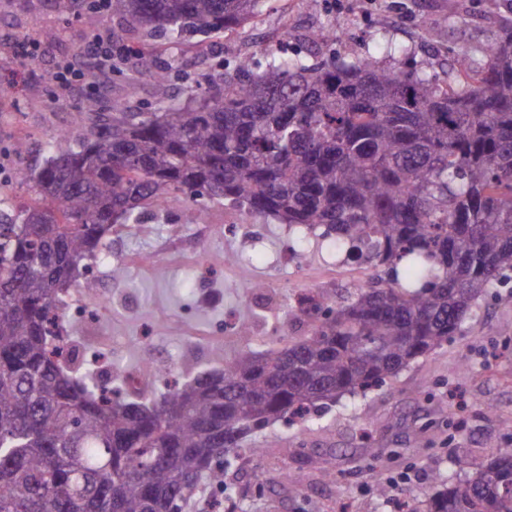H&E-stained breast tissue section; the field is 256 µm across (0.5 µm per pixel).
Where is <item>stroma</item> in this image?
<instances>
[{
	"mask_svg": "<svg viewBox=\"0 0 512 512\" xmlns=\"http://www.w3.org/2000/svg\"><path fill=\"white\" fill-rule=\"evenodd\" d=\"M81 0H0V36L40 35L59 31L42 43L37 61L20 66L10 50L0 51V198L14 212L32 204L31 173L45 160V142L61 126L82 133L101 113L81 116L92 94L59 93L45 78L63 59L74 56L90 33L107 32L137 57L113 72L109 91L127 100L130 111L150 112L163 100L197 87L203 75L232 71L243 56L302 49L325 61H352L376 51L381 39L395 50L379 52L386 65L441 68L449 56L467 51L481 63L485 51L505 25H512V0H343L329 9L325 0H267L263 11L224 36L195 37L180 51L167 39L128 35L116 13L91 23ZM334 30V39L315 43L310 36ZM167 68L157 83L145 73L140 54ZM209 223L237 220L259 227V240L240 265L226 264L238 245L220 235L200 240L195 252L170 255L157 265L145 258L166 225L182 223L171 209L151 233L126 230L110 244V255L127 266L128 281L112 286V304L98 328L87 329L75 311L65 323L69 336L116 349L118 362L135 371L155 351L173 356L190 353L173 365L180 381L222 369L241 346L234 337L215 344H194L226 322L246 321L263 351L297 336L298 296L313 289L338 298L346 288L367 283L373 268L325 260L317 242L305 253L292 249L287 225L249 214L221 199L204 203ZM251 285L244 296L242 285ZM166 312L157 319L155 310ZM466 373H458L460 363ZM270 447L261 457L244 456L228 474L238 512H394L374 491L375 478L410 477L406 492L412 506L423 507L433 492L430 474L452 469L453 451L464 450L481 461L512 448V283L481 297L461 335L404 368L382 387L330 406L312 425L276 423L265 432ZM301 469L303 483L293 491L280 481L283 471Z\"/></svg>",
	"mask_w": 512,
	"mask_h": 512,
	"instance_id": "stroma-1",
	"label": "stroma"
}]
</instances>
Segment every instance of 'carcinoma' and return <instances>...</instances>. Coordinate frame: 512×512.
I'll return each mask as SVG.
<instances>
[{
	"label": "carcinoma",
	"mask_w": 512,
	"mask_h": 512,
	"mask_svg": "<svg viewBox=\"0 0 512 512\" xmlns=\"http://www.w3.org/2000/svg\"><path fill=\"white\" fill-rule=\"evenodd\" d=\"M265 0H117L122 24L183 44L222 36ZM476 67L448 73L274 56L206 75L154 112L112 110L90 131L56 136L32 175L34 204L0 208V512H168L273 423L364 395L461 331L477 300L512 270V26ZM224 198L376 269L338 302L303 295L312 331L265 352L236 324L242 352L163 391L129 390L125 370L94 354L90 383L62 365L78 350L51 336L64 297L105 255L122 220L154 204ZM464 477L438 472L425 512H512V448Z\"/></svg>",
	"instance_id": "cac0c4a2"
}]
</instances>
